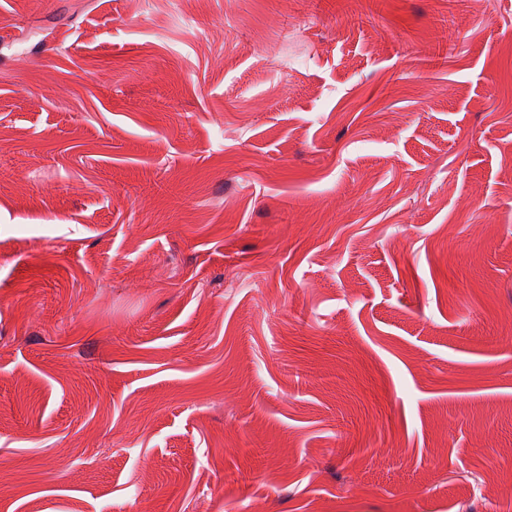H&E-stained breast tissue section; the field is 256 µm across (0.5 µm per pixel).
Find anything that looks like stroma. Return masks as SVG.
<instances>
[{"label":"stroma","mask_w":512,"mask_h":512,"mask_svg":"<svg viewBox=\"0 0 512 512\" xmlns=\"http://www.w3.org/2000/svg\"><path fill=\"white\" fill-rule=\"evenodd\" d=\"M0 512H512V0H0Z\"/></svg>","instance_id":"1"}]
</instances>
